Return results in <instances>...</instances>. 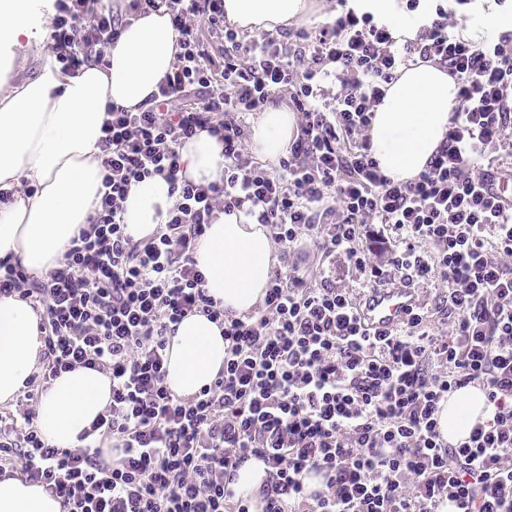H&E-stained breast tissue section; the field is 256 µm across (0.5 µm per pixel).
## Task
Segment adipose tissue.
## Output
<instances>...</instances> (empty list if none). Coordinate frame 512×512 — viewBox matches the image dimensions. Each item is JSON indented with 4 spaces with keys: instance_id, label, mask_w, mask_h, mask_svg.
Instances as JSON below:
<instances>
[{
    "instance_id": "obj_1",
    "label": "adipose tissue",
    "mask_w": 512,
    "mask_h": 512,
    "mask_svg": "<svg viewBox=\"0 0 512 512\" xmlns=\"http://www.w3.org/2000/svg\"><path fill=\"white\" fill-rule=\"evenodd\" d=\"M361 10L387 24L395 36L414 37L419 17L407 16L397 0H357ZM44 0H0V54L46 31ZM315 0H224L228 21L239 28L275 29L309 18ZM179 34L167 12L132 20L106 63L65 74L54 56L42 54L37 73L23 85L0 91V257L14 255L33 274L54 267L80 227L87 224L101 183L97 141L107 105L137 110L171 69ZM456 86L444 71L419 64L389 85L369 135L386 175L407 180L425 167L448 129ZM291 112L261 113L251 141L269 162L284 156L295 127ZM184 173L206 184L224 175V151L208 132L179 148ZM34 187L18 194L20 184ZM176 200L160 176L131 186L125 202L129 232L142 238L167 220ZM275 245L265 227L238 215H219L200 240L196 260L205 287L227 315L249 313L262 301ZM40 349L37 317L29 302L0 297V404L12 401L33 372ZM165 382L190 398L209 386L224 366V336L206 316L184 318L169 337ZM111 400L107 375L78 368L53 381L38 406L36 425L54 447L74 450L79 435ZM484 392L467 387L450 393L438 417L442 438L463 442L486 420ZM0 512H63L60 499L23 477L0 478Z\"/></svg>"
}]
</instances>
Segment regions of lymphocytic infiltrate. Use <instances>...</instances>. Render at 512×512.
Instances as JSON below:
<instances>
[{
	"label": "lymphocytic infiltrate",
	"mask_w": 512,
	"mask_h": 512,
	"mask_svg": "<svg viewBox=\"0 0 512 512\" xmlns=\"http://www.w3.org/2000/svg\"><path fill=\"white\" fill-rule=\"evenodd\" d=\"M471 2L438 0L401 41L350 0L312 27L272 31L230 24L224 0H53L49 48L65 73L105 64L153 9L180 38L148 108H106L100 200L62 260L38 278L0 258V296L29 301L41 342L0 415V472L20 467L64 512H512V201L486 187L512 178V29L464 37ZM420 63L448 73L456 105L425 168L395 181L369 130L400 69ZM280 108L296 127L267 169L246 119ZM200 130L224 147V175L206 185L184 178L178 152ZM156 175L176 201L137 239L124 203ZM222 213L263 225L282 250L262 303L239 318L197 268ZM305 254L316 267L299 266ZM380 288L414 295L384 331L362 317ZM195 313L223 325L224 367L182 398L165 382L166 349ZM75 368L107 375L112 398L69 452L41 435L36 403ZM469 386L489 417L454 446L439 404ZM252 459L266 474L254 499L233 487Z\"/></svg>",
	"instance_id": "1"
}]
</instances>
